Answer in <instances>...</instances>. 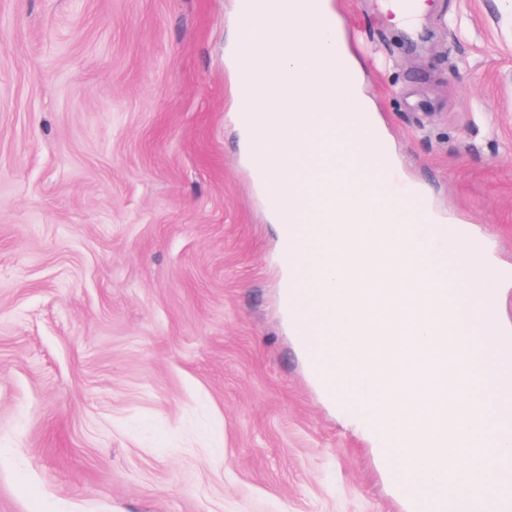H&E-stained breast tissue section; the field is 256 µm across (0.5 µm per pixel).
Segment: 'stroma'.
<instances>
[{
  "instance_id": "35a3bbf8",
  "label": "stroma",
  "mask_w": 512,
  "mask_h": 512,
  "mask_svg": "<svg viewBox=\"0 0 512 512\" xmlns=\"http://www.w3.org/2000/svg\"><path fill=\"white\" fill-rule=\"evenodd\" d=\"M399 192L512 336V0H328ZM239 0H0V512H409L288 324L245 156Z\"/></svg>"
}]
</instances>
